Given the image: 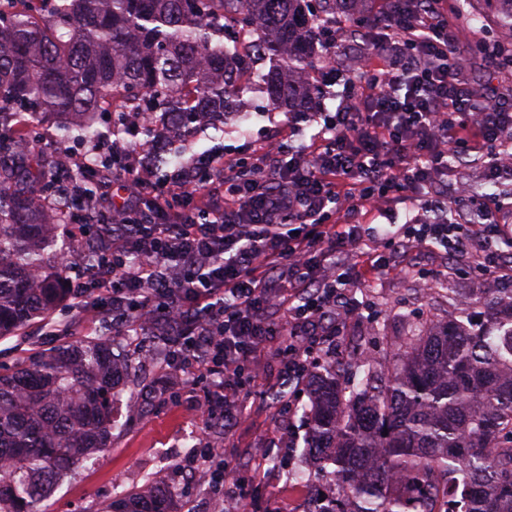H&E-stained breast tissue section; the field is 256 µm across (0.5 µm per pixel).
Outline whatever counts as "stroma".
Instances as JSON below:
<instances>
[{
  "label": "stroma",
  "instance_id": "stroma-1",
  "mask_svg": "<svg viewBox=\"0 0 512 512\" xmlns=\"http://www.w3.org/2000/svg\"><path fill=\"white\" fill-rule=\"evenodd\" d=\"M386 9L384 0H369L360 25L344 12L336 14V30L343 38L334 67L319 66L314 80L329 84L332 94L323 101L326 112L348 111L358 93L350 73L364 56L383 63L382 49L363 43L355 28H369ZM462 35L467 54L463 77L470 84L512 88V69L495 66L487 47L501 39L492 22L466 25L450 15ZM211 122L201 123L190 154L223 152L225 157L251 160L259 144L286 136L284 112L272 111L261 95H254L249 116H226L224 132L212 139ZM494 271L475 279L463 268L455 250L438 251L432 257L404 258L399 269L369 277L362 287L351 289L355 313L344 316L334 335L322 337L312 352L315 360L332 359L355 366L383 358L395 349L408 325L441 322L454 315L457 299L473 286L511 288L512 279L500 275L499 266L512 265V248L499 244ZM106 316L78 315L69 303H61L43 321L0 338V370L38 350L67 341L93 338L101 333ZM120 348L135 358L137 368L124 383L122 398L112 412L115 429L112 446L95 465L78 469L53 490L49 512H98L115 491L153 481L178 493L177 512H210V465L198 455L202 439L221 446L224 457L250 476L246 488V512H269L274 502L285 503L288 512H308L315 493H330L332 478L317 469L304 453L306 426L299 408L308 401L300 381H288L281 356L284 342L275 337L257 352L256 370L264 384L262 393L245 396L248 418L228 426L208 420L202 403L212 379L203 372L180 389L176 400L157 402L154 393L166 387L173 366L161 349L157 328L140 329L120 339ZM304 472V481L289 480L288 470Z\"/></svg>",
  "mask_w": 512,
  "mask_h": 512
}]
</instances>
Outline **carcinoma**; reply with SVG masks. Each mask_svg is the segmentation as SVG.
<instances>
[{"label": "carcinoma", "mask_w": 512, "mask_h": 512, "mask_svg": "<svg viewBox=\"0 0 512 512\" xmlns=\"http://www.w3.org/2000/svg\"><path fill=\"white\" fill-rule=\"evenodd\" d=\"M0 0V336L48 318L69 296L58 253L46 244L76 202H46L50 163L35 153L32 119L60 118L57 148L86 150L112 136L168 146L156 174L181 160L196 121L239 111L244 74L260 75L274 109L301 111L326 94L310 80L314 45L336 29V11L363 15L367 0ZM466 20L512 31V0H455ZM232 45L224 44L227 32ZM118 112L112 128L100 115ZM146 114L130 125L123 113ZM78 175L82 195L113 167L94 154ZM482 308L474 319L471 309ZM102 335L43 350L0 373V512H43L57 482L112 447V403L133 366ZM336 363L312 375L307 453L330 469L333 492L308 512H427L428 495L458 493L444 512H512V288L462 305L460 319L417 328L353 386ZM175 493L151 482L121 490L100 512H171Z\"/></svg>", "instance_id": "1"}]
</instances>
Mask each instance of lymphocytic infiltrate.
<instances>
[{
    "label": "lymphocytic infiltrate",
    "mask_w": 512,
    "mask_h": 512,
    "mask_svg": "<svg viewBox=\"0 0 512 512\" xmlns=\"http://www.w3.org/2000/svg\"><path fill=\"white\" fill-rule=\"evenodd\" d=\"M447 0L389 8L370 41L386 63L365 71L350 111L325 116L320 138L260 145L253 161L202 156L156 176L130 143L106 141L98 151L122 159L121 204L96 201L81 221L99 227L93 284L113 323L135 319L168 338L174 365L215 379L207 416L241 419V389L256 387L252 362L268 339H288V376L302 378L314 344L309 332L344 292L361 283V266L379 272L394 257L421 248L512 241L503 205L486 198L479 220H450L438 188L449 154L476 155L489 181H512L503 164L512 150V93L462 82L457 34ZM224 201H209L213 176ZM417 204L412 223L393 232V258L363 247L359 214L392 199ZM362 245V261L347 251Z\"/></svg>",
    "instance_id": "obj_1"
}]
</instances>
